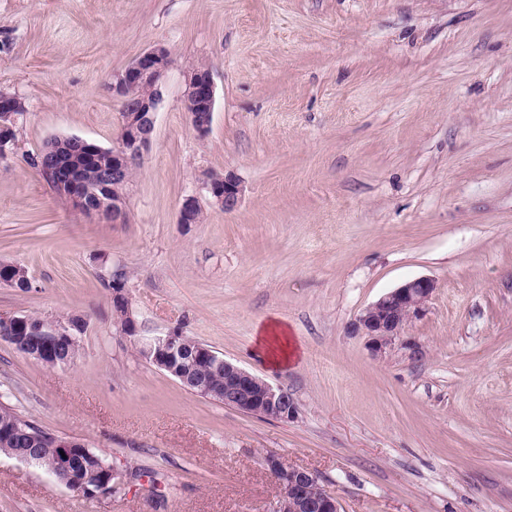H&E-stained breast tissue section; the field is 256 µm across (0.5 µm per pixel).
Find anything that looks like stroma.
Here are the masks:
<instances>
[{
    "label": "stroma",
    "mask_w": 512,
    "mask_h": 512,
    "mask_svg": "<svg viewBox=\"0 0 512 512\" xmlns=\"http://www.w3.org/2000/svg\"><path fill=\"white\" fill-rule=\"evenodd\" d=\"M158 44L172 64L126 218L87 216L34 160L58 137L115 146L112 78ZM201 65L204 136L184 103ZM0 90L26 106L0 263L32 281L0 284V314L89 323L64 368L0 342V402L138 473L88 502L4 457L0 512H270V454L339 512H512V0H0ZM229 171L226 211L202 179ZM118 274L143 335L180 329L288 389L296 418L147 363L112 316ZM418 277L436 288L415 349L373 355L351 323ZM272 321L297 351L280 368L257 343ZM184 97L192 128L199 135H206L215 105V84L209 69L195 67L186 74Z\"/></svg>",
    "instance_id": "obj_1"
}]
</instances>
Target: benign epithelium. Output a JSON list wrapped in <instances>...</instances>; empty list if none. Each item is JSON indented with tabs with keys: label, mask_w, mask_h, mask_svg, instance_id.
<instances>
[{
	"label": "benign epithelium",
	"mask_w": 512,
	"mask_h": 512,
	"mask_svg": "<svg viewBox=\"0 0 512 512\" xmlns=\"http://www.w3.org/2000/svg\"><path fill=\"white\" fill-rule=\"evenodd\" d=\"M169 51L154 46L128 65L112 79V92L122 101L121 129L116 146L112 147V167L99 171L94 188L82 178L81 168L58 155L48 169L52 182L67 195L70 202L87 215L108 213L112 218L126 214V196H111V191L126 181L128 171L142 163L155 128L156 116L166 90L170 67ZM185 108L190 123L199 135H206L211 127L215 105V84L210 70L193 68L185 76ZM25 111L21 98L0 92V129L7 130ZM212 202L226 211L234 209L244 188L232 173H211L204 181ZM200 209L197 199L190 196L181 204L179 223L194 224ZM435 290V283L427 277L409 280L385 293L369 305L352 324L353 332L367 337V344L375 355L402 340V332L412 319L421 315ZM112 298L124 302L125 316L120 321L122 333L129 337L139 335L140 327L129 308L124 290L112 291ZM72 325L58 320H39L27 315H0V341L12 346L29 358L44 362L48 359L61 367L73 362L62 355L60 345L73 339ZM184 345L181 333L172 330L153 336L141 348L142 357L161 370L179 379H185L175 357ZM189 365L224 367V385L216 386L208 380L196 383L194 392L240 412L259 417L288 421L296 417L297 404L288 390L275 387L204 344H197L189 356ZM57 445L65 456L58 458L55 474L64 485L83 497L99 499L116 496L126 490L129 477L126 468L104 455L97 457L95 466L82 477L73 478L72 467L82 449L74 441L59 439ZM266 470L274 478L276 499L272 512H339L338 501L331 492L314 494L313 480L317 476L303 468L288 465L280 456L269 455L264 460Z\"/></svg>",
	"instance_id": "benign-epithelium-1"
}]
</instances>
